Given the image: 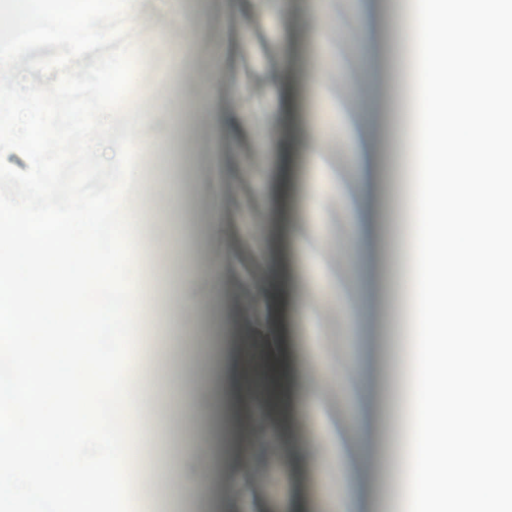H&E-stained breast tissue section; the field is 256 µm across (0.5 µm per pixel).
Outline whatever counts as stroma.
Here are the masks:
<instances>
[{"instance_id": "1", "label": "stroma", "mask_w": 512, "mask_h": 512, "mask_svg": "<svg viewBox=\"0 0 512 512\" xmlns=\"http://www.w3.org/2000/svg\"><path fill=\"white\" fill-rule=\"evenodd\" d=\"M414 0H373L376 60L335 27L310 21L311 0H131L127 24L146 72L162 81L132 84L127 104L169 90L194 103L174 139V157L145 156L144 192L133 212L141 258V299L151 310L133 354L156 380L153 433L136 462L150 485L140 512H332L343 490L336 456L353 437L348 417L370 405L368 452L357 463L356 512H407L406 450L413 429L394 421L391 406L415 363L413 296L390 285V245L415 235L414 195L397 154L411 144L392 136L412 127L419 52L404 46L393 68V17L411 19ZM330 56L331 74L315 83L310 69ZM368 109L363 138L376 178L363 198L373 233L364 259L366 317L346 326L336 306L312 291L354 289L344 246L354 216L345 204L356 188L353 161L341 138L322 153L310 148L323 126L347 124ZM224 115L216 130L214 112ZM187 232L180 268L170 269V242ZM230 258L216 287L220 301L172 324L170 305L184 296L186 271ZM279 269L284 291L257 287ZM240 353L254 394L224 416L174 417L170 380L195 387L196 405L210 400L216 338ZM361 361L363 384L344 393L322 375L326 365ZM309 449L287 457L281 445ZM173 464L189 465L200 482L183 496L157 493L152 482Z\"/></svg>"}]
</instances>
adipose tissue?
Returning a JSON list of instances; mask_svg holds the SVG:
<instances>
[{"mask_svg":"<svg viewBox=\"0 0 512 512\" xmlns=\"http://www.w3.org/2000/svg\"><path fill=\"white\" fill-rule=\"evenodd\" d=\"M476 0H418L411 34L421 49L415 165L419 217L415 249L394 242V282L418 261L421 377L404 402L414 414L410 512H512V378L487 385L512 344L504 330L483 327L486 312L512 286V242L487 236L490 196L512 172V139L496 140L482 112L477 80L493 84L512 56V35L480 41L476 29L450 24V10Z\"/></svg>","mask_w":512,"mask_h":512,"instance_id":"obj_1","label":"adipose tissue"}]
</instances>
